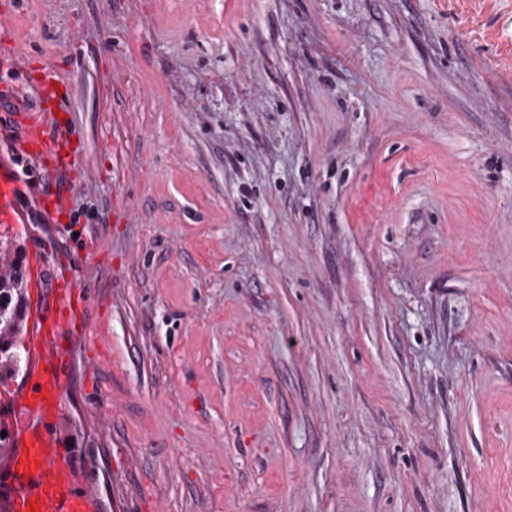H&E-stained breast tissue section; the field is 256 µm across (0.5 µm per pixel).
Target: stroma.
<instances>
[{
  "label": "stroma",
  "instance_id": "1",
  "mask_svg": "<svg viewBox=\"0 0 512 512\" xmlns=\"http://www.w3.org/2000/svg\"><path fill=\"white\" fill-rule=\"evenodd\" d=\"M4 9L0 139L50 67L79 150L6 164L99 512H512V0Z\"/></svg>",
  "mask_w": 512,
  "mask_h": 512
}]
</instances>
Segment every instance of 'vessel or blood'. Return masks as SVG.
<instances>
[{
    "instance_id": "obj_1",
    "label": "vessel or blood",
    "mask_w": 512,
    "mask_h": 512,
    "mask_svg": "<svg viewBox=\"0 0 512 512\" xmlns=\"http://www.w3.org/2000/svg\"><path fill=\"white\" fill-rule=\"evenodd\" d=\"M56 77L47 73L37 84L39 111L17 115L20 136L28 155L43 163H59V147L64 139L56 124L53 103L57 98ZM16 176L0 174V222L20 219L16 208ZM81 303L66 284H59L48 298L38 299L31 316L29 333L34 336L41 357L27 377L15 403L21 426L18 450L8 467L11 493L8 512H97L98 494L81 486L71 468L59 458L51 424L57 402L67 383L68 359L59 337L72 323Z\"/></svg>"
}]
</instances>
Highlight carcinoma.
<instances>
[{"instance_id": "cac0c4a2", "label": "carcinoma", "mask_w": 512, "mask_h": 512, "mask_svg": "<svg viewBox=\"0 0 512 512\" xmlns=\"http://www.w3.org/2000/svg\"><path fill=\"white\" fill-rule=\"evenodd\" d=\"M15 239L0 234V252L13 251L15 259L0 274V383L17 376L27 365L28 352L17 346V337L26 331L28 275Z\"/></svg>"}]
</instances>
